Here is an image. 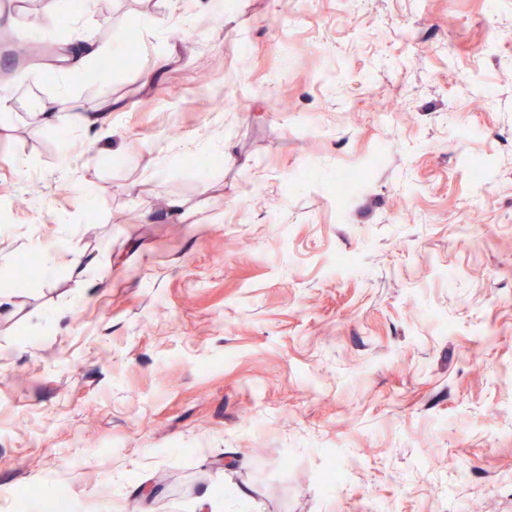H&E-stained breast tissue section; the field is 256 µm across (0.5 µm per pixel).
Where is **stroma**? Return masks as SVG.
I'll return each instance as SVG.
<instances>
[{
	"label": "stroma",
	"mask_w": 512,
	"mask_h": 512,
	"mask_svg": "<svg viewBox=\"0 0 512 512\" xmlns=\"http://www.w3.org/2000/svg\"><path fill=\"white\" fill-rule=\"evenodd\" d=\"M48 4L0 16V512H512V0ZM119 48V45H109V46H99L96 48L93 47H86L83 52H85L84 55H81V53L74 57L71 64H68L67 66H64L61 68L62 72L65 74V76L70 79L71 81H80L85 78L86 74V66H85V57L86 55H89V57H97L102 54L111 53L112 50H117Z\"/></svg>",
	"instance_id": "35a3bbf8"
}]
</instances>
